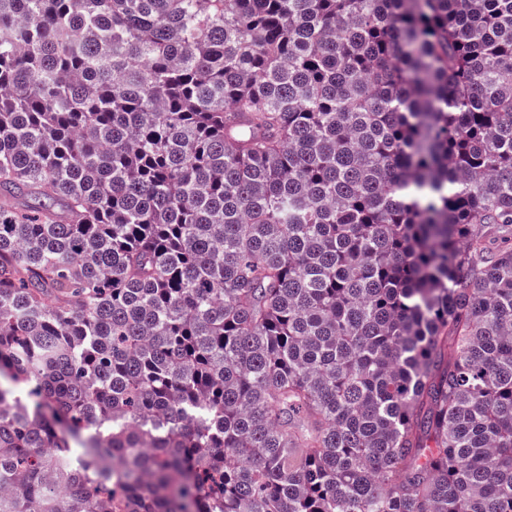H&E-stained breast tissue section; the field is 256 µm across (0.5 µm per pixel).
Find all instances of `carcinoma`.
Wrapping results in <instances>:
<instances>
[{
    "mask_svg": "<svg viewBox=\"0 0 512 512\" xmlns=\"http://www.w3.org/2000/svg\"><path fill=\"white\" fill-rule=\"evenodd\" d=\"M0 512H512V0H0Z\"/></svg>",
    "mask_w": 512,
    "mask_h": 512,
    "instance_id": "obj_1",
    "label": "carcinoma"
}]
</instances>
